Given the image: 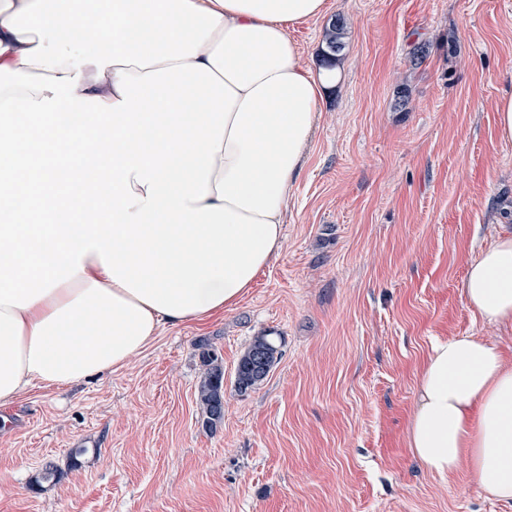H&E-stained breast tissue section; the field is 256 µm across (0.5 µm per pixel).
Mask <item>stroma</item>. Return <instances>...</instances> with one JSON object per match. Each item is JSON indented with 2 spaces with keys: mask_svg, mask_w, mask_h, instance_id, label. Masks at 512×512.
<instances>
[{
  "mask_svg": "<svg viewBox=\"0 0 512 512\" xmlns=\"http://www.w3.org/2000/svg\"><path fill=\"white\" fill-rule=\"evenodd\" d=\"M326 5L288 32L315 70L344 22L279 258L236 305L164 328L125 367L1 406L0 512H512L468 470L426 471L408 440L434 341L475 336L512 362V325L485 322L461 291L512 230V142L497 128L512 0ZM263 333L281 358L238 392V360ZM202 342L224 359L211 431L195 396ZM48 464L59 482L42 481Z\"/></svg>",
  "mask_w": 512,
  "mask_h": 512,
  "instance_id": "1",
  "label": "stroma"
}]
</instances>
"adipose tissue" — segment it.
I'll return each mask as SVG.
<instances>
[{
	"mask_svg": "<svg viewBox=\"0 0 512 512\" xmlns=\"http://www.w3.org/2000/svg\"><path fill=\"white\" fill-rule=\"evenodd\" d=\"M326 0H0V406L123 367L234 306L280 255L334 74L290 28ZM466 302L512 324V233ZM409 441L512 501V365L435 341Z\"/></svg>",
	"mask_w": 512,
	"mask_h": 512,
	"instance_id": "adipose-tissue-1",
	"label": "adipose tissue"
}]
</instances>
